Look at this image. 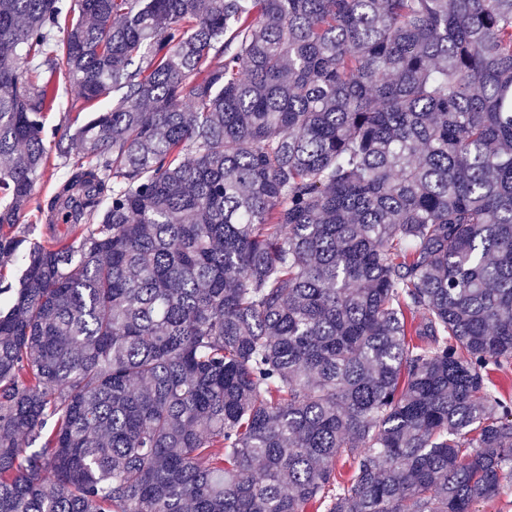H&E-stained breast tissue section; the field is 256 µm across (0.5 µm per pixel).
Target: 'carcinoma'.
<instances>
[{
  "label": "carcinoma",
  "mask_w": 512,
  "mask_h": 512,
  "mask_svg": "<svg viewBox=\"0 0 512 512\" xmlns=\"http://www.w3.org/2000/svg\"><path fill=\"white\" fill-rule=\"evenodd\" d=\"M0 197V512L512 494V0H0ZM82 100L78 96L77 89L65 82L61 77L59 85V105L46 114V126L48 129L58 127L75 126L86 111H81ZM65 171L66 168L61 165L55 152H49L42 175L34 186L31 205L27 209L26 217L22 223L18 224V232L31 239H47L48 229L45 217H41L36 207L39 202L43 203L54 192Z\"/></svg>",
  "instance_id": "obj_1"
}]
</instances>
